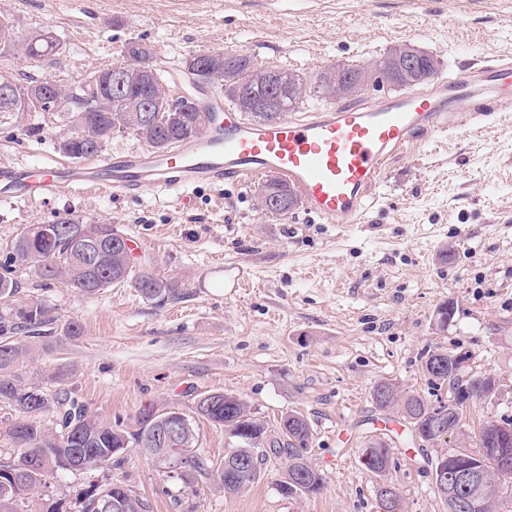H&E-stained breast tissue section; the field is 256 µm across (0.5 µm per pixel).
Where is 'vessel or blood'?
<instances>
[{
  "instance_id": "obj_1",
  "label": "vessel or blood",
  "mask_w": 512,
  "mask_h": 512,
  "mask_svg": "<svg viewBox=\"0 0 512 512\" xmlns=\"http://www.w3.org/2000/svg\"><path fill=\"white\" fill-rule=\"evenodd\" d=\"M512 100V59L459 67L429 90L376 105L330 103L303 118L259 125L221 99L212 121L178 147L149 148L74 164L0 163V200L37 202L65 189L112 194L171 193L273 175L323 224L361 223L388 162L415 145L482 120L501 122Z\"/></svg>"
}]
</instances>
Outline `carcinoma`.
<instances>
[{"instance_id":"1","label":"carcinoma","mask_w":512,"mask_h":512,"mask_svg":"<svg viewBox=\"0 0 512 512\" xmlns=\"http://www.w3.org/2000/svg\"><path fill=\"white\" fill-rule=\"evenodd\" d=\"M21 51L33 60L40 61L53 56L58 51V43L51 31L35 30L24 40ZM393 64V51L368 67H347V72L356 77L366 73H388ZM441 71L440 62L428 56L425 68L417 84L422 85L434 81ZM241 73L250 74L247 96L238 94L236 78ZM291 76V89L288 95L278 104L270 103V87L273 74L271 67L257 65L253 58L235 50L227 51L224 57V72L231 93L226 96L227 102L238 111L258 123L272 122L280 119L285 113L297 110L307 99L319 101H337L356 98L362 91L348 93L344 81H336V95L331 96V87L326 71L306 74L288 71ZM141 90L132 89L126 94L112 96L110 108L104 112H72L67 119L73 126V134L78 135L87 129L96 135H106L114 128L125 127L129 133L142 140L147 146L156 150H167L182 141L197 137L203 130V123L197 121L196 112H172L170 121L157 127H146L139 120L136 112L138 97ZM264 186L275 189L288 199V204L271 212L277 217H288L298 203V196L293 188L278 179H269ZM63 234L50 243L30 242L27 230H22L14 239L5 261L0 264V300L8 299L18 293V283L9 277L13 267L17 266L15 258L23 264L34 267L36 273L45 280L64 277L69 284L87 294H94L114 284L131 283L144 297L149 299H176L181 295L179 285L173 281L162 280L148 269L133 266L131 248L111 252V258L104 263L90 266L75 249L68 234V229L80 224L74 219L56 221ZM55 317L50 310L38 302L17 303L9 306L0 314V401L9 404L18 414L10 425L8 434L15 448L16 456L8 460V466L22 473V480L16 482L7 496H0V512H68L65 501L52 499L42 494L41 487L46 480L59 471L65 470L63 459L76 448H92L94 454L106 465L119 463V458L112 454L114 448H129L140 445L144 434L143 426L151 417L155 406H144L136 416L135 429L126 431L112 426V423L88 415L86 409L75 399L50 397L41 387L24 384L19 376L13 374L14 367L26 355L27 347L12 335L23 331L30 337H38L43 328L52 324ZM240 398L228 394L224 402L213 406L208 413L201 415L204 420L224 427L229 438L245 442L260 435L268 440L269 447L274 449L272 455L285 458V476L279 484V491L286 498H294V472L298 464L290 456L283 455L289 448L311 447L313 434L307 420L300 414H288L281 419L278 430L268 433L265 422L255 417L242 419L240 410L234 407ZM396 406L403 417L410 421V426L417 425L415 419L429 407L428 402L415 395L399 398ZM58 409L61 413L62 429L58 433H50L42 428L39 416ZM502 436L512 440V421L502 423L491 421L481 424L474 433L470 448L448 449V467H453L459 460L477 462L485 470L496 471L497 460L488 448L492 439ZM361 463L365 469L375 475H384L390 465V450L383 441L370 443L363 449ZM188 483H209L217 488L224 483L222 461L206 457L189 459ZM326 484L325 474L318 470L306 473V481L301 487L302 495L314 497L321 493ZM100 492V485L91 484L76 497L75 505L78 512H90L91 505ZM497 504L505 505L512 502V473L499 479L497 488Z\"/></svg>"}]
</instances>
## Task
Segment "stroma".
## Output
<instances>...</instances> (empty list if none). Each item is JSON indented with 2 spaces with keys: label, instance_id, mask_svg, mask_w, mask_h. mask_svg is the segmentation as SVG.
I'll return each mask as SVG.
<instances>
[{
  "label": "stroma",
  "instance_id": "stroma-1",
  "mask_svg": "<svg viewBox=\"0 0 512 512\" xmlns=\"http://www.w3.org/2000/svg\"><path fill=\"white\" fill-rule=\"evenodd\" d=\"M1 15L21 37L51 31L59 51L34 62L0 50V71L73 83L120 61L134 37L152 46L174 98L189 87L185 57L210 49L309 74L369 65L403 42L445 72L512 57V0H0ZM505 111L508 121L485 132L451 133L393 160L364 223L347 232L302 207L285 218L261 211L252 182L192 189L189 208L176 194L69 189L45 203L0 201V261L24 227L76 218L139 239L138 261L185 293L160 303L122 284L88 295L14 268L16 302L42 303L59 323L80 326L79 335L58 330L30 343L15 369L22 382L124 429L148 404L193 416L205 391L237 395L272 430L296 412L327 479L318 496L284 497V462L271 458L244 492L227 495L186 486L131 447L119 468L58 472L45 494L71 505L89 484L117 479L152 512H380L384 481L402 512H446L431 470L447 443H413L402 415L378 409L372 393L388 380L435 402L423 358L456 348L498 384L465 424L512 419V103ZM33 124L40 137L27 136ZM69 134L65 120L2 113L0 162L61 159L57 144ZM448 251L453 261L443 260ZM447 301L455 310L443 326L436 311ZM380 439L391 448L381 477L360 461Z\"/></svg>",
  "mask_w": 512,
  "mask_h": 512
}]
</instances>
